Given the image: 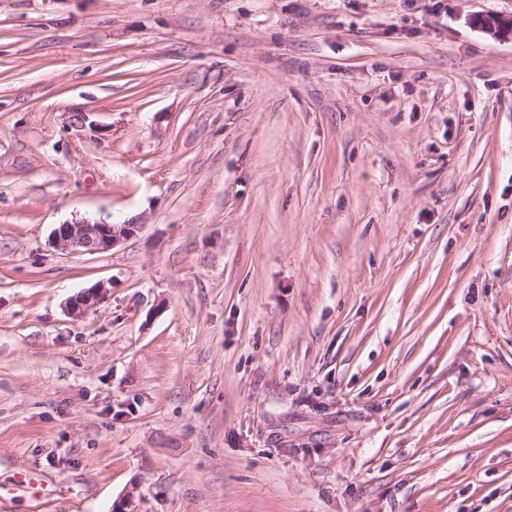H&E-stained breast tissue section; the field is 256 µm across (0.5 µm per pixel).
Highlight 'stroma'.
Masks as SVG:
<instances>
[{"instance_id":"stroma-1","label":"stroma","mask_w":512,"mask_h":512,"mask_svg":"<svg viewBox=\"0 0 512 512\" xmlns=\"http://www.w3.org/2000/svg\"><path fill=\"white\" fill-rule=\"evenodd\" d=\"M489 13L0 0V512H512ZM141 225L133 222L75 221L59 224L52 232V244L59 250L81 254H103L133 237ZM107 291L103 284L83 289L66 302L65 309L74 318L83 317L106 298Z\"/></svg>"}]
</instances>
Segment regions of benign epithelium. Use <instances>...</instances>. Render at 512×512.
Wrapping results in <instances>:
<instances>
[{"instance_id":"benign-epithelium-1","label":"benign epithelium","mask_w":512,"mask_h":512,"mask_svg":"<svg viewBox=\"0 0 512 512\" xmlns=\"http://www.w3.org/2000/svg\"><path fill=\"white\" fill-rule=\"evenodd\" d=\"M484 31L499 32L501 35L512 33V16L497 14L481 16ZM140 225L133 222L112 224L106 222L75 221L58 225L52 232V244L59 250L81 254H103L111 251L121 242L133 237ZM108 288L97 284L72 296L65 309L74 318L85 316L99 305L107 296Z\"/></svg>"}]
</instances>
